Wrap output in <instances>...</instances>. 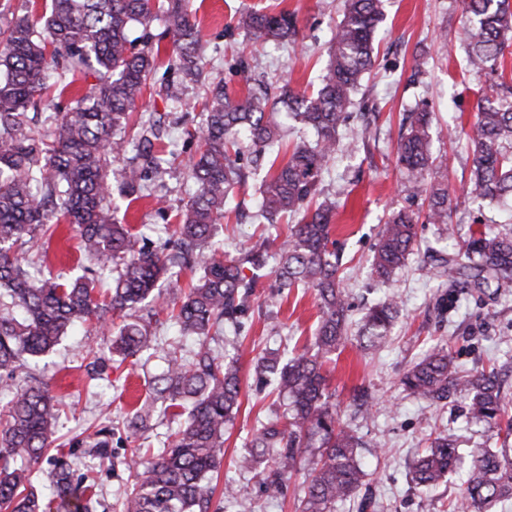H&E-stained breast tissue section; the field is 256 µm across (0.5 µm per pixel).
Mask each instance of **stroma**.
Returning <instances> with one entry per match:
<instances>
[{
    "label": "stroma",
    "mask_w": 512,
    "mask_h": 512,
    "mask_svg": "<svg viewBox=\"0 0 512 512\" xmlns=\"http://www.w3.org/2000/svg\"><path fill=\"white\" fill-rule=\"evenodd\" d=\"M342 0H190L199 25L209 79L223 82L231 96L246 94L248 86L238 73L240 62L254 66L256 76L269 81L286 79L296 91H312L327 62L326 44L341 15ZM383 20L376 35L374 64L354 95L355 110L337 134L333 159L322 175V195L336 199L333 237L342 254L339 274L349 292L352 329H359L367 308L389 292L401 301V314L387 345L378 351L363 349L348 340L329 362L330 386L343 422L362 437L360 455L367 475L354 499L337 504L335 512H450L460 499L462 476L431 492L411 481L414 462L427 448L431 434L453 435L460 447L494 445V432L470 426L465 401L452 398L433 406L404 392L399 385L409 366L436 346L448 348L462 371L493 366L504 370V388L512 396V281L498 287L452 288L447 279L433 276V269L455 258L462 240L474 228L475 218L493 230L512 228V202L478 209L466 195L472 170V152L466 138L448 142L433 135L431 150L438 159L436 178L448 186L452 203L454 239H447L440 225L428 223L425 199L409 200L400 186L396 150L402 115L426 104L439 125H470L485 81L469 73L466 50L456 33L466 20L463 0H383ZM293 14L297 42H258L238 28L245 12ZM205 89L186 90L185 106L167 108L160 96L145 97L140 110L160 112L168 129L159 146L174 153L175 161L152 197L132 202L126 220L156 243H163L164 222L156 212L155 197H166L179 206L194 191L184 161L191 152L184 129L203 125L200 105ZM244 185L235 187L218 233L224 249L236 253L271 236L285 238L294 220L280 218L272 226L254 216L260 174L249 159H242ZM419 212L418 244L404 266L389 281L372 272L381 224L395 212ZM273 278L267 277L250 300L242 329L225 326L214 349L239 357L241 407L224 434V459L218 471L219 493L210 512H297L303 496V473H295L284 496L268 497L247 468L248 444L269 418L280 413L283 400L257 384L253 360L266 351L290 352L312 335L318 320L313 290L294 288L280 302L270 299ZM446 296L448 307L436 300ZM106 344L93 325L62 338L37 367V374L52 394L64 397L68 408L59 430L69 436L82 426L120 421L145 399L147 378L159 372L157 362L146 365L110 363L93 389H86L85 366L105 351ZM364 388L372 409L362 414L352 400L355 388ZM93 470L92 491L96 512H120L132 482L122 466ZM238 490L226 499L223 487Z\"/></svg>",
    "instance_id": "stroma-1"
}]
</instances>
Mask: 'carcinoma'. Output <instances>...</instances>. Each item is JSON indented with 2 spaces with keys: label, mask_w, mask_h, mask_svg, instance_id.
Here are the masks:
<instances>
[{
  "label": "carcinoma",
  "mask_w": 512,
  "mask_h": 512,
  "mask_svg": "<svg viewBox=\"0 0 512 512\" xmlns=\"http://www.w3.org/2000/svg\"><path fill=\"white\" fill-rule=\"evenodd\" d=\"M466 21L457 39L467 43L468 63L485 77L489 91L479 96L466 137L473 152L467 194L478 203L512 199V82L505 80L504 58L512 47V0H464ZM381 0H344L336 33L326 52L320 87L308 95L281 87L280 112L268 93L231 98L221 82L209 84L202 104L204 126L186 132L196 141L186 168L195 185L178 208L179 222L165 226L166 249L154 246L118 220L109 166L123 164L120 195L143 197L164 180L171 160L155 149L164 131L163 115L138 111V102L156 68L160 46L170 38V76L161 86L165 101L185 105L183 91L201 80V32L188 0H49L34 21L27 13L0 7V512H92L93 499L73 483L74 462L53 459L54 470L39 494L32 483L58 440L57 422L65 403L43 384L18 378L22 367L37 364L79 325L95 323L111 333L110 353L125 361L157 358L153 398L135 410L146 421L161 411L177 421L163 448L151 457L133 448L123 461L133 478L122 512H208L224 457V431L240 408L238 359L218 354L212 336L224 324H237L261 278L275 259L274 296L293 288L315 291L319 318L302 349L282 357L255 358L256 378L272 381L287 401L285 414L269 420L250 447L257 476L270 497L283 493L293 473L307 466L301 512H334L355 496L366 470L361 438L336 409L325 365L347 339L348 294L338 275L336 241L331 239L336 200L318 193L321 175L336 147L338 128L353 95L373 66L374 34ZM164 29L154 35L152 25ZM239 25L262 41L294 43L298 29L287 14L249 13ZM94 82L61 105L78 80ZM310 129L314 139L293 148L288 160L260 187L259 217L274 225L281 216L298 217L281 242L267 238L224 254L214 241L224 206L242 177L239 155H261L281 139L279 115ZM433 113L412 114L397 147L402 190L427 196L426 218L451 229L448 188L431 182L437 158L430 150ZM419 216L392 214L379 231L373 270L385 282L403 266L417 242ZM66 222L77 249L90 263L89 275L63 279L20 255L17 244L43 237L41 260ZM460 259L441 275L448 285L490 286L489 279H512V233L483 227L470 233ZM198 273L177 301L164 296L161 283L178 282L184 268ZM112 279L110 296L97 297L98 274ZM150 307L160 322L167 313L179 335L163 344L151 322L138 316ZM400 313L394 295L369 307L358 340L376 351L385 346ZM122 323L114 326V319ZM196 349L185 356L183 340ZM402 388L432 404L452 395L468 400V419L476 426L512 436V401L503 395L500 374H463L450 352L440 347L415 362L400 379ZM110 429L94 432L92 456L111 458ZM463 466L460 448L439 433L418 457L411 480L431 489L446 477L465 472V490L451 512H489L512 499V448H475Z\"/></svg>",
  "instance_id": "carcinoma-1"
}]
</instances>
